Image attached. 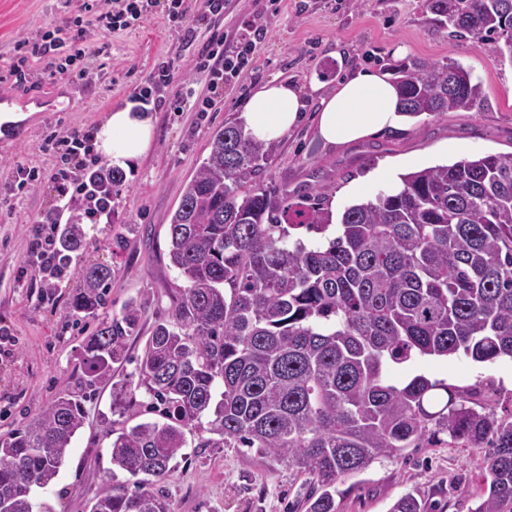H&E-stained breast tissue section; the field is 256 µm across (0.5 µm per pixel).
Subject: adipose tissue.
I'll return each mask as SVG.
<instances>
[{"instance_id":"obj_1","label":"adipose tissue","mask_w":512,"mask_h":512,"mask_svg":"<svg viewBox=\"0 0 512 512\" xmlns=\"http://www.w3.org/2000/svg\"><path fill=\"white\" fill-rule=\"evenodd\" d=\"M313 99L319 104L316 136L330 147L398 127L406 120L399 110L394 83L386 74L368 69L350 71L329 92L315 81L305 86L278 80L267 82L252 94L240 119L255 140L276 141L295 127ZM146 111L142 102H126L113 108L95 132V150L114 167L131 168L148 154L153 125Z\"/></svg>"}]
</instances>
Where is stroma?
Returning <instances> with one entry per match:
<instances>
[{"mask_svg":"<svg viewBox=\"0 0 512 512\" xmlns=\"http://www.w3.org/2000/svg\"><path fill=\"white\" fill-rule=\"evenodd\" d=\"M90 0H0V73L14 59L17 40L36 36L62 17L91 18ZM267 0H228L223 15L209 18L194 44H186L181 24L168 21L163 6L149 8L138 27L112 36L107 54L83 49L97 79L48 76V60L32 64L26 94L61 88L73 102L68 112H35L21 124L17 140L0 139V435L44 407L80 370V338L63 342L58 326L64 310L38 301L43 286L35 276L19 278L33 262L32 226L45 212L61 206L52 183L23 194L13 191L17 168L51 171L56 157L43 148L52 133L73 126L97 128L112 106L133 98L152 70L170 62L176 84L194 82L207 95L208 82L194 77L193 58L207 36L233 37L247 19L260 17L268 28L248 71L225 83L211 112L153 110L154 140L149 154L125 173L124 189L112 201L110 224H88L81 264L107 263L114 274L109 305L120 311L128 299L146 309L138 336L128 342L126 362L117 377L134 372L155 321L170 313V289L184 279L167 257L168 216L185 183L207 157L218 129L234 126L247 100L272 79L297 85L318 78L335 87L348 68L392 73L409 59L455 61L482 87V98L466 112L424 114L367 138L328 147L315 136L316 108L308 106L298 124L275 144L260 174L264 185L289 194L316 189L327 197L333 214L352 204L350 187L365 183L370 195L388 190L386 173L417 171L487 154L512 153V63L478 50L471 39L453 38L447 29L428 26L425 0H295L279 15L263 13ZM127 236L124 249L113 250L116 234ZM423 375L458 387H493L487 404L498 416H512V359L478 363L464 354L417 357L390 367L387 378L404 385ZM109 389L86 404V422L53 485L35 489V503L53 512H87L111 467V442L104 417ZM185 455L176 459L161 485L170 512H305L298 502L305 476L287 464L263 457L253 448L199 447L197 434L185 435ZM481 448H410L394 458H380L339 484L337 512H387L398 497L413 493L426 512H473L479 500Z\"/></svg>","mask_w":512,"mask_h":512,"instance_id":"1","label":"stroma"}]
</instances>
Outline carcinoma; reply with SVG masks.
<instances>
[{"instance_id": "obj_1", "label": "carcinoma", "mask_w": 512, "mask_h": 512, "mask_svg": "<svg viewBox=\"0 0 512 512\" xmlns=\"http://www.w3.org/2000/svg\"><path fill=\"white\" fill-rule=\"evenodd\" d=\"M428 23L470 37L512 61V0H426ZM402 111L416 118L472 109L482 97L458 62L411 59L395 67ZM241 127L212 137L210 152L170 217V264L186 285L172 290L169 318L155 322L125 379L123 414L134 420L144 388L163 421L111 431L106 486L89 512H169L156 486L196 429L198 447L255 448L309 476L306 512H337V484L374 460L443 443L487 448L474 512H512V417L476 409L475 388L418 375L402 387L386 368L415 355L463 352L477 362L512 358V154H488L401 175L397 193L348 205L333 217L312 189L290 198L257 181L274 152ZM99 207L125 177L88 175ZM308 247L292 232H323ZM85 225H62L55 287L75 281L66 321L92 324L80 373L38 413L0 438V512H52L34 488L59 476L85 405L112 380L140 333L145 307L108 308L112 266L71 276ZM128 475L116 480V471ZM388 512H425L407 493Z\"/></svg>"}]
</instances>
